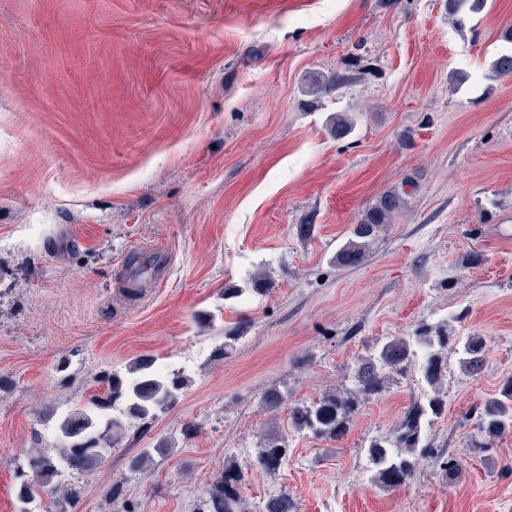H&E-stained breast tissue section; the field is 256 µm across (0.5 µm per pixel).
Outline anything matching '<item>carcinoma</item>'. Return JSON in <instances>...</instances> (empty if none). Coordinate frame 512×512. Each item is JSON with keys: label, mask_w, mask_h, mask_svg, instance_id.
<instances>
[{"label": "carcinoma", "mask_w": 512, "mask_h": 512, "mask_svg": "<svg viewBox=\"0 0 512 512\" xmlns=\"http://www.w3.org/2000/svg\"><path fill=\"white\" fill-rule=\"evenodd\" d=\"M484 0H448V15L456 20L464 13L478 10ZM357 123L354 112H338L330 120V130L338 138L348 136ZM405 204L404 196L396 190L385 193L367 209L352 231L351 238L336 253L340 267H356L366 256L371 242L382 226ZM448 330L426 329L415 336H393L382 343L367 358L358 362L353 383L341 391L328 392L311 403L293 404L288 411L291 426L309 431L316 436L339 438L356 412L361 401L379 394L392 372L402 369L410 360L422 354L423 373L434 396L427 404L415 403L394 431L393 438L370 441L368 454L376 468V481L385 487L397 488L406 483L420 463L434 459L448 477L457 476L462 462L444 450L423 444L422 421L429 415L444 411L445 401L440 395L445 371L444 351L448 348ZM461 370L471 376L484 365L485 341L481 336H466L455 341ZM107 387L104 396H96L90 406L75 409L57 421V448L48 451L35 448L19 466L16 497L21 512H75L73 491L64 490L57 483L62 469L86 476L95 473L112 452L122 422L107 414L113 401L122 404L123 415L134 421L150 420L157 413L170 408L178 394L186 387V378L180 371L161 372L156 360L147 355L134 359L125 370H114L102 378ZM286 397L276 387L262 393V407L275 412ZM512 430V377L505 379L496 394L477 408V432L472 446L484 453L488 445L505 432ZM175 448L174 439L167 437L152 448H143L133 458L132 469L150 468L155 457H165ZM288 455V439L269 437L258 448L257 461L264 468L277 467ZM241 473L233 466L224 468L206 491L204 512H244L235 485ZM265 512H295L293 500L286 494L274 496L265 504Z\"/></svg>", "instance_id": "obj_1"}]
</instances>
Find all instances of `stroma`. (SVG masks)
<instances>
[{"label": "stroma", "mask_w": 512, "mask_h": 512, "mask_svg": "<svg viewBox=\"0 0 512 512\" xmlns=\"http://www.w3.org/2000/svg\"><path fill=\"white\" fill-rule=\"evenodd\" d=\"M510 27L512 0L461 26L448 0H0V512L103 375L194 348L170 409L125 422L95 475L62 473L77 512H198L232 461L247 512L282 493L296 512H512V432L470 446L512 376V75L492 67ZM316 73L332 82L312 97ZM336 112L359 115L343 139ZM393 189L405 207L360 266H337ZM132 255L155 264L130 302ZM421 326L486 341L475 376L448 350L446 409L423 427L461 477L430 459L399 488L373 478L371 438L433 394L419 361L336 439L261 409L272 386L289 404L350 386L359 358ZM277 434L288 457L261 468ZM175 444L174 439L166 437L153 448H142L131 462L132 469L145 471L154 464L156 456L165 457L170 454L175 448Z\"/></svg>", "instance_id": "stroma-1"}]
</instances>
